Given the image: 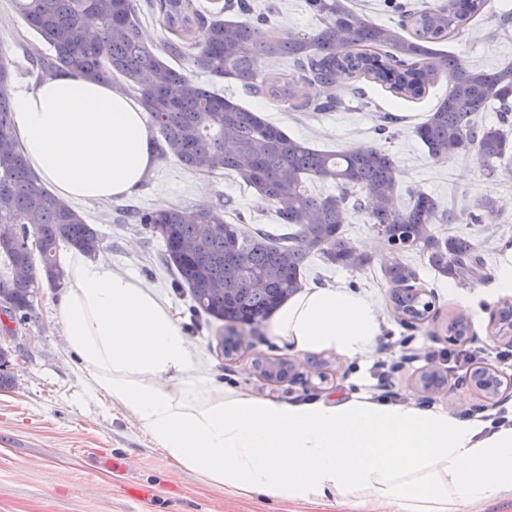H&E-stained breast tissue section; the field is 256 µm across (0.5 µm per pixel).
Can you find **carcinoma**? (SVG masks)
Here are the masks:
<instances>
[{
  "label": "carcinoma",
  "instance_id": "1",
  "mask_svg": "<svg viewBox=\"0 0 512 512\" xmlns=\"http://www.w3.org/2000/svg\"><path fill=\"white\" fill-rule=\"evenodd\" d=\"M28 27L49 46L30 60L42 76L77 73L103 83L122 80L157 130L159 155L209 174H237L246 186L276 207L278 229L247 233L226 220L222 205L131 209L130 217L162 243V261L176 273L175 285L188 289L193 312L207 322L227 324L220 336L224 355L241 343L239 329L270 316L303 284L309 257L317 253L333 265L361 270L372 255L343 234L348 210L361 211L365 193L369 223L386 253L382 272L393 285L391 301L411 324L428 317L433 301L417 287L418 273L403 261L416 250L436 272L461 285L484 278L481 246L470 237L442 236L438 224L463 219L482 222L498 210L484 199L467 216L425 192L400 203L398 170L377 147L321 151L294 139L257 112L196 82L169 60L188 58L214 78L240 83L256 94L288 104L293 112H331L342 106L334 89L341 75L367 77L404 98L418 99L445 69L455 73L448 94L415 127L434 157L472 154L493 174L512 147L504 126L512 118V63L493 70L473 68L436 45L481 14L486 0H448L410 6L394 25H378L348 0H305L319 21L310 34L282 38L269 26L271 6L251 0H224L204 15L194 0H146L164 35L148 44L133 0H13ZM288 60L291 72L264 69ZM8 58L0 50V231L10 229L17 247L0 248V302L10 319H25L41 288H59L66 273L60 248L94 255L103 241L94 225L46 188L27 162L12 118ZM318 87L310 95L306 87ZM498 105L500 121L487 126L478 114ZM336 185V195L317 196L311 180ZM193 250H182L184 244ZM27 262L26 275L13 268ZM274 379L288 372L280 361L258 364Z\"/></svg>",
  "mask_w": 512,
  "mask_h": 512
}]
</instances>
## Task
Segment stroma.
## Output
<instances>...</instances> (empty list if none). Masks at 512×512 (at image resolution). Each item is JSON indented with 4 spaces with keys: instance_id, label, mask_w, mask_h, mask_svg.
I'll return each mask as SVG.
<instances>
[{
    "instance_id": "1",
    "label": "stroma",
    "mask_w": 512,
    "mask_h": 512,
    "mask_svg": "<svg viewBox=\"0 0 512 512\" xmlns=\"http://www.w3.org/2000/svg\"><path fill=\"white\" fill-rule=\"evenodd\" d=\"M271 25L281 37L312 32L317 21L304 0H273ZM491 6L459 34L439 48L459 56L468 65L493 69L512 61V0H490ZM43 40L16 15L12 0H0V49L10 61V91L29 89L40 80L27 55L43 47ZM178 67L192 70L189 60ZM196 81L261 112L289 136L311 147L328 150L369 146L386 150L399 172L400 200L409 204L419 191L463 211L486 198L499 209L479 224H441L440 234L473 236L486 258L484 281L466 286L468 303L448 295L447 278L438 275L419 252L404 260L417 269L419 283L434 294L429 319L404 325L390 301V287L381 267L383 248L365 213L350 212L344 234L371 253L363 270H348L309 258L305 287L333 286L366 294L378 311L382 332L362 356L351 359L330 350L302 353L280 345L266 324L243 331L241 345L224 357L217 325L195 317L186 289L175 287L173 275L160 260V244L141 225L124 220L121 209L167 205L192 207L223 204L230 217H241L246 231L273 229L278 218L273 207L259 199L235 174H208L188 170L177 159L159 160L148 181L128 195L104 201H74L103 236L99 254L114 272L134 278L163 306L169 307L190 344L188 372L208 388L234 390L259 399L297 402L310 398L346 400L362 393L378 396L376 370H385L387 388L397 401L421 408L447 410L450 401L466 396L467 408L478 411L482 399L453 387L452 379L465 372L464 364L448 359L449 322L465 316L475 341L468 350L504 376L512 367L499 361L503 347L490 338V313L505 302L496 289V271L512 250V160L496 175H488L473 156L438 159L429 155L414 134L451 85L448 73H439L422 99L405 100L376 82L341 79L336 95L342 106L335 112L302 113L263 99L241 84L193 72ZM396 115L391 136L378 134L377 118ZM59 288H41L33 311L18 323L0 314V347L9 349L11 385L0 390V512H352L344 505L303 506L285 501L243 497L210 483L163 455L139 428L133 415L105 398L93 396L78 359L66 344L59 314ZM283 361L301 369L294 381L263 378L258 359ZM436 369L449 379L435 392L423 391L421 374ZM106 467H98V460Z\"/></svg>"
}]
</instances>
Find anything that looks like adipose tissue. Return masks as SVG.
I'll return each mask as SVG.
<instances>
[{"mask_svg":"<svg viewBox=\"0 0 512 512\" xmlns=\"http://www.w3.org/2000/svg\"><path fill=\"white\" fill-rule=\"evenodd\" d=\"M26 156L61 199L120 197L158 158L142 105L73 73L15 95ZM59 310L92 392L121 405L169 458L242 496L377 512H474L512 498V424L489 428L442 410L214 395L186 374L188 341L146 288L101 260H76ZM271 332L294 350L353 358L381 333L372 299L336 287L297 292Z\"/></svg>","mask_w":512,"mask_h":512,"instance_id":"obj_1","label":"adipose tissue"}]
</instances>
